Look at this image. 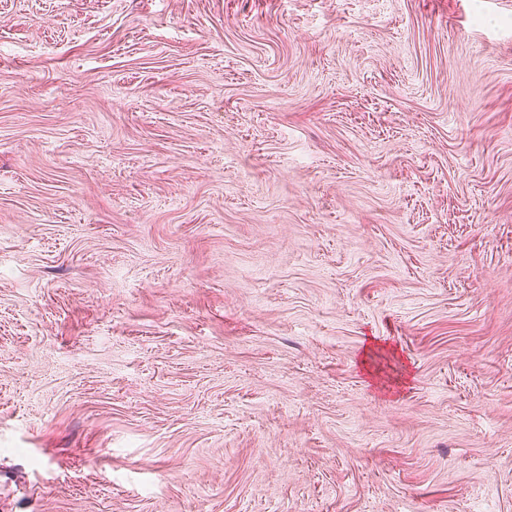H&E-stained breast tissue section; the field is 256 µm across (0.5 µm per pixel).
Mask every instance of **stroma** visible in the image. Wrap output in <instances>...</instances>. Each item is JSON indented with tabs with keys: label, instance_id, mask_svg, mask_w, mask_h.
Instances as JSON below:
<instances>
[{
	"label": "stroma",
	"instance_id": "obj_1",
	"mask_svg": "<svg viewBox=\"0 0 512 512\" xmlns=\"http://www.w3.org/2000/svg\"><path fill=\"white\" fill-rule=\"evenodd\" d=\"M0 512H512V0H0Z\"/></svg>",
	"mask_w": 512,
	"mask_h": 512
}]
</instances>
